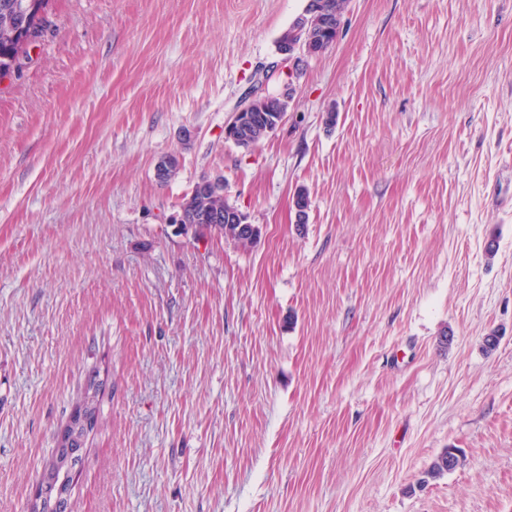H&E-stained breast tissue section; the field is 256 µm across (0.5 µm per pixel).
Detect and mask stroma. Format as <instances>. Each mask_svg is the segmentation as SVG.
Wrapping results in <instances>:
<instances>
[{
    "instance_id": "1",
    "label": "stroma",
    "mask_w": 512,
    "mask_h": 512,
    "mask_svg": "<svg viewBox=\"0 0 512 512\" xmlns=\"http://www.w3.org/2000/svg\"><path fill=\"white\" fill-rule=\"evenodd\" d=\"M306 4L49 0L0 76V512L92 378L68 512H512V0H347L284 60ZM205 176L252 248L173 223ZM330 0H308L302 15L289 26L288 35L278 44L279 52L290 60L299 50L307 54L309 37L314 27L320 28L312 33L311 47L314 52L323 53L336 40L340 30L342 11H338ZM323 29L326 32H322ZM249 99V102L244 107L234 113L231 121L228 122L224 128L225 139L236 143L237 138L239 137L238 144L242 147L248 146L249 144L257 145L262 139H264L265 135L260 131L259 127L255 126V124L257 122H261L262 116L272 114L271 112L265 111L286 113L288 107V102L286 100H281L278 97H270L258 108L259 112H256L254 106L264 98L254 94ZM250 112H252L254 119L245 124L244 127L240 128L247 120H249ZM238 129L239 131L237 135Z\"/></svg>"
}]
</instances>
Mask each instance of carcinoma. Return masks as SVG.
<instances>
[{
  "label": "carcinoma",
  "mask_w": 512,
  "mask_h": 512,
  "mask_svg": "<svg viewBox=\"0 0 512 512\" xmlns=\"http://www.w3.org/2000/svg\"><path fill=\"white\" fill-rule=\"evenodd\" d=\"M48 0H0V75L10 72L20 53L26 51L40 26ZM311 47L315 52H323L333 44L335 34L316 30L311 35ZM288 102L278 97H270L264 102L258 111L253 113V120L238 131L239 144L247 146L256 145L264 139L256 123L262 120L266 112H286ZM182 205L194 212L206 209H224L228 202L224 197L203 196L199 191L193 195H187L182 200ZM456 455V449H444L432 462L428 475L433 478L440 477L451 471L448 467V457Z\"/></svg>",
  "instance_id": "cac0c4a2"
}]
</instances>
